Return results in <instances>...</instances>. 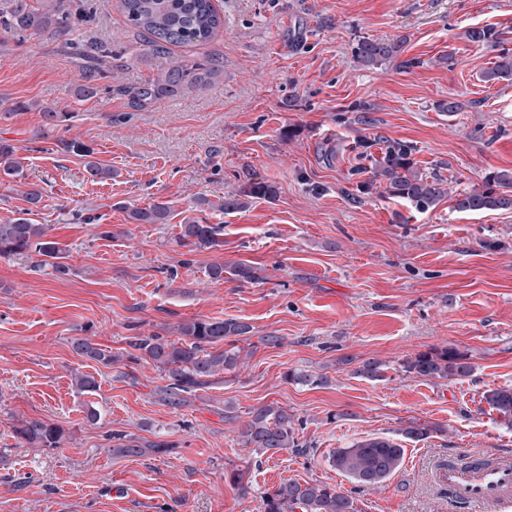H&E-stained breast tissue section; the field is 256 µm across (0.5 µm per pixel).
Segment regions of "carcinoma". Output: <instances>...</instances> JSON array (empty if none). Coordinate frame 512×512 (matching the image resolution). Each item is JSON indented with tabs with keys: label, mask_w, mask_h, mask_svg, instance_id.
Segmentation results:
<instances>
[{
	"label": "carcinoma",
	"mask_w": 512,
	"mask_h": 512,
	"mask_svg": "<svg viewBox=\"0 0 512 512\" xmlns=\"http://www.w3.org/2000/svg\"><path fill=\"white\" fill-rule=\"evenodd\" d=\"M120 8L130 27L148 34L152 55L159 60L157 76L139 88L134 98L138 102L153 101L159 97L177 96L187 89L214 83L223 75L218 61L206 64L189 63L184 58L169 57L172 46H197L213 39L224 27V16L213 0H119ZM67 0H0V28L15 33L33 31L47 34L53 39H63L71 33L68 23ZM498 32L489 26L473 25L460 33V38L470 44L484 45L497 40ZM403 52V42L362 38L354 48L355 59L365 65H379L392 61ZM98 70L88 66L83 73L84 82L76 89L81 97H92L97 92L95 74ZM487 81L512 78V54L503 53L489 70ZM44 127L55 129L69 121V113L51 107L42 109ZM61 149L85 158L89 174L96 180L112 179V169L101 166L92 159L93 150L80 141H60ZM413 147L395 144L373 167L371 178L360 184L367 191L373 185L384 186V191L409 203L420 213L435 207L448 195V181L435 173L426 175L414 168ZM14 147L0 141V174L18 179L21 172L13 161ZM454 208L463 213L512 210V170L491 171L484 177L479 190L460 192ZM166 203H151L146 207L128 211L132 224H164L169 217ZM48 225L34 224L27 217H14L0 222V257H44L42 265H49L58 273L66 272V265L58 262L62 251L57 243L47 238ZM177 243L195 251L213 249L224 245L220 227L204 223L202 217H192L180 225ZM180 339L176 342L150 334L130 336L127 344L139 355L151 360L166 374L167 384L162 394L169 405L177 407L184 402V395L208 386L217 377L233 372L241 363L243 348L237 338L250 333V326L233 319L194 318L178 326ZM73 348L80 356L110 365L112 352L98 347L86 338L76 339ZM386 365L378 359L361 362L354 373L371 380L385 377ZM473 365L470 357L456 347L428 349L411 355L401 363V371L415 378L451 379L467 377ZM284 378L295 384H326L325 375L314 376L304 371L290 369ZM487 404L498 413L504 423L512 425V387H500L485 393ZM302 420L288 408L277 403L266 404L249 412V418L239 426L240 442L257 455L275 454L292 448L299 450L298 428ZM434 427L416 421L408 422L400 434L409 439H425ZM17 438L29 445L56 448L63 439V430L41 419H25L15 429ZM116 443L112 452L123 456L155 455L171 451L166 442L134 444L123 434L113 436ZM404 449L387 438H370L338 448L329 455L331 467L350 478L357 488L375 487L392 476L401 466ZM248 469L234 466L224 469L228 482L248 491ZM261 512H355L354 501L341 489L328 483H300L288 481L277 487L259 492Z\"/></svg>",
	"instance_id": "carcinoma-1"
}]
</instances>
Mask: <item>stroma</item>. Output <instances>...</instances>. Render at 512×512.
<instances>
[{
    "instance_id": "1",
    "label": "stroma",
    "mask_w": 512,
    "mask_h": 512,
    "mask_svg": "<svg viewBox=\"0 0 512 512\" xmlns=\"http://www.w3.org/2000/svg\"><path fill=\"white\" fill-rule=\"evenodd\" d=\"M95 2L67 48L0 30V102L21 105L0 114V140L41 192L30 219L48 225L69 268L0 257V512H259L258 491L288 480L339 486L357 512H467L448 497L449 462L512 455V428L484 399L512 387V212L460 213L453 195L512 169V81L483 78L512 52V0H215L223 29L171 54L219 59L223 79L143 106L131 94L155 77V61L116 0ZM470 25L494 27L498 42L461 40ZM363 37L404 39L414 67L359 65L352 48ZM95 43L111 49L112 68L84 98L73 86ZM448 98L463 110L437 111ZM41 103L71 120L46 131ZM73 138L111 180H92L81 157L59 149ZM360 141L368 159L354 149ZM394 142L413 146L421 172L441 173L449 197L419 213L381 190L358 195L371 159ZM258 181L277 195L218 208ZM154 201L169 203L167 223H129L128 209ZM84 214L120 237H94ZM200 214L223 226V246L177 245L184 218ZM216 265L225 268L217 279ZM240 265L256 279L234 275ZM204 317L250 325L249 354L222 383L172 407L162 371L128 361L126 339L173 340L180 323ZM76 338L116 363L85 360ZM446 346L468 353L469 377L401 372L409 355ZM369 358L386 364L383 379L355 375ZM291 369L330 383L287 382ZM76 372L94 376L97 390L78 391ZM273 402L302 418L308 453L258 456L240 443L249 411ZM34 418L63 429L59 447L16 437ZM411 420L434 433L402 438ZM117 432L172 451L113 455ZM374 437L398 440L403 462L361 491L328 456ZM242 462L246 493L224 478Z\"/></svg>"
}]
</instances>
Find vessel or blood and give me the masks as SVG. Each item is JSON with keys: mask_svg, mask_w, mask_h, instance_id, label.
<instances>
[{"mask_svg": "<svg viewBox=\"0 0 512 512\" xmlns=\"http://www.w3.org/2000/svg\"><path fill=\"white\" fill-rule=\"evenodd\" d=\"M445 479L454 500L468 512H512V456L449 466Z\"/></svg>", "mask_w": 512, "mask_h": 512, "instance_id": "vessel-or-blood-1", "label": "vessel or blood"}]
</instances>
